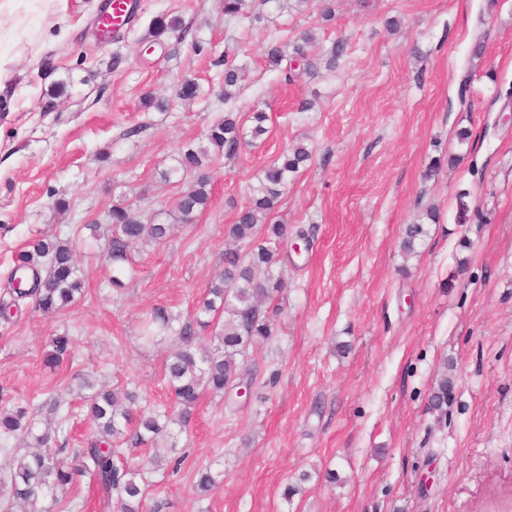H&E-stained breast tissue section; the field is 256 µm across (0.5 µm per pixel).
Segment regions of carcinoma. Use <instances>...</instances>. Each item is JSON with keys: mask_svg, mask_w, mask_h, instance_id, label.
Wrapping results in <instances>:
<instances>
[{"mask_svg": "<svg viewBox=\"0 0 512 512\" xmlns=\"http://www.w3.org/2000/svg\"><path fill=\"white\" fill-rule=\"evenodd\" d=\"M309 0H223L224 16L229 19L260 17L259 8L267 4L279 12H291ZM188 32L177 16H160L150 21L144 41L157 43L165 34L183 37ZM317 41L311 30L303 32L286 53L281 42L268 43L265 58L268 66L278 68L283 62L296 61L298 68H289L286 79L293 80L324 65L336 68L347 52V43L338 40L323 54L310 56L309 47ZM245 68L224 61L220 75L224 101L235 98L241 91ZM266 115L261 110L252 113L250 130H245L235 112L213 124L208 133V146H189L177 160V167L162 173L166 180L177 171H198L195 182L183 193L178 203L180 220L192 221L209 199V180L205 167L210 162V150L236 157L241 149L267 133ZM310 159L302 145L287 149L279 161L265 170L264 177L251 189L248 203L226 228V235L237 243L224 252V272L211 283L195 314L182 321L168 310L158 307L144 320L142 339L148 346H169L164 362V379L174 396L176 412L168 407H153L138 412L134 406L138 394L134 391H106L97 387L92 373L80 377V386L91 391L87 399V416L93 429L81 448L68 447L72 406L59 400L44 403L48 412L59 417L53 430H40L34 415L22 405L0 404V440L17 439L24 452L13 457L11 468L0 477V512H44L43 501H58L57 493L86 477L97 488L98 504L104 512H142L148 484L143 469L151 464L162 466L160 457L153 455L141 464L118 465L114 457L122 446L175 447L173 428L187 422L188 410L205 393L223 394L233 383L243 380L253 384V373L241 370L238 357L273 335L271 305L281 291V275L274 273L282 244L288 241L282 224H266L283 191ZM112 232L107 236L106 250L112 262V285L122 286L129 273L131 249L141 241L159 243L170 234L171 225L144 218L130 204L112 206ZM424 235L421 224L405 227L401 247L412 254ZM24 264L9 277V294L13 303L31 300L33 309L43 314L63 310L80 299L85 291L84 272L77 261L70 239L54 237L35 239L29 243ZM215 325L213 345H199L196 327ZM72 337L60 334L51 339L46 364L59 366L72 358ZM453 382L448 373L436 380L431 397L435 409L448 405ZM69 455L73 463L60 459ZM195 489L205 495L223 482L224 472L205 468L198 472Z\"/></svg>", "mask_w": 512, "mask_h": 512, "instance_id": "carcinoma-1", "label": "carcinoma"}]
</instances>
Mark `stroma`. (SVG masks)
Instances as JSON below:
<instances>
[{
	"label": "stroma",
	"instance_id": "stroma-1",
	"mask_svg": "<svg viewBox=\"0 0 512 512\" xmlns=\"http://www.w3.org/2000/svg\"><path fill=\"white\" fill-rule=\"evenodd\" d=\"M102 3L19 0L17 15H0V289L31 240L54 236L76 242L86 288L63 311L0 320V399L53 426L42 403H81L76 376L93 371L169 403L166 351L142 347V318L158 306L193 313L224 269V228L250 185L301 143L311 158L272 217L290 245L274 335L245 356L254 384L202 397L176 438L181 468L152 474L145 512H512V0H334L328 22L323 0L230 22L222 0H140L120 38L104 40ZM160 15L181 17L185 39L145 42ZM307 29L323 49L348 40V54L335 71L286 81L266 43ZM223 57L247 68L229 102ZM186 79L199 98H177ZM147 93L167 110L144 108ZM256 108L266 134L236 158L213 156L206 208L176 222L196 173L162 172L206 145L224 113ZM60 198L69 209L56 211ZM122 201L173 231L139 246L134 277L116 288L88 226L108 225ZM412 223L425 234L409 256ZM59 333L75 356L52 370L44 356ZM446 365L454 389L437 411ZM208 465L224 482L201 497Z\"/></svg>",
	"mask_w": 512,
	"mask_h": 512
}]
</instances>
